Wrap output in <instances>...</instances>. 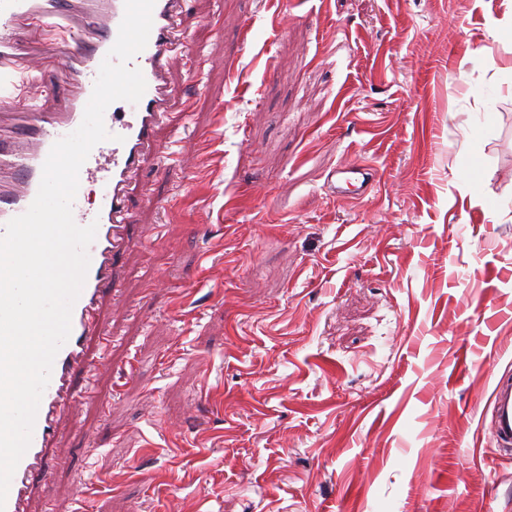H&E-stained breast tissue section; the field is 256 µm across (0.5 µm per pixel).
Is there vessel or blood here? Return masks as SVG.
<instances>
[{"label": "vessel or blood", "instance_id": "vessel-or-blood-1", "mask_svg": "<svg viewBox=\"0 0 512 512\" xmlns=\"http://www.w3.org/2000/svg\"><path fill=\"white\" fill-rule=\"evenodd\" d=\"M124 0H0V236L12 218L23 214L35 199L43 164L53 144L81 124L99 68L114 45L124 16ZM153 24L144 50L131 61L146 81L138 103L117 101L105 112L104 123L117 140L112 146L96 145L79 172L80 183L99 180L95 207L74 200L75 222L96 225L88 248L90 264L81 294L71 315V332L60 347L42 396L31 443L10 482L5 509L29 512L36 475L50 476L45 452L56 435L57 423L81 396L74 386L76 375L93 380L86 344L90 337L110 343L115 330L103 320L105 294L118 293L121 281L117 267L127 251L131 210L126 193L147 156L157 162L176 159L173 146H159L155 129L163 117L173 88L169 65L178 53L187 51L181 0H155ZM48 32L40 56L41 76L34 81V101L6 90L16 76V62L28 55V37L33 29ZM41 98L55 101L53 109L38 106ZM356 178L360 193L375 186V170L359 159L334 169L330 184L341 191L342 183ZM492 434L499 448H512V377L496 379L492 391ZM95 483L78 482L65 504H47V512H88Z\"/></svg>", "mask_w": 512, "mask_h": 512}]
</instances>
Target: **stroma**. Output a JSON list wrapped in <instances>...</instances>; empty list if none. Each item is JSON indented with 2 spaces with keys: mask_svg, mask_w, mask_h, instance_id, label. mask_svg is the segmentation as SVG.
Listing matches in <instances>:
<instances>
[{
  "mask_svg": "<svg viewBox=\"0 0 512 512\" xmlns=\"http://www.w3.org/2000/svg\"><path fill=\"white\" fill-rule=\"evenodd\" d=\"M184 11L157 132L183 127L184 165L130 187L107 396L61 421L36 505L90 467V512H512L488 431L512 372V6ZM208 132L216 165L187 181ZM354 156L375 188L331 193Z\"/></svg>",
  "mask_w": 512,
  "mask_h": 512,
  "instance_id": "stroma-1",
  "label": "stroma"
}]
</instances>
